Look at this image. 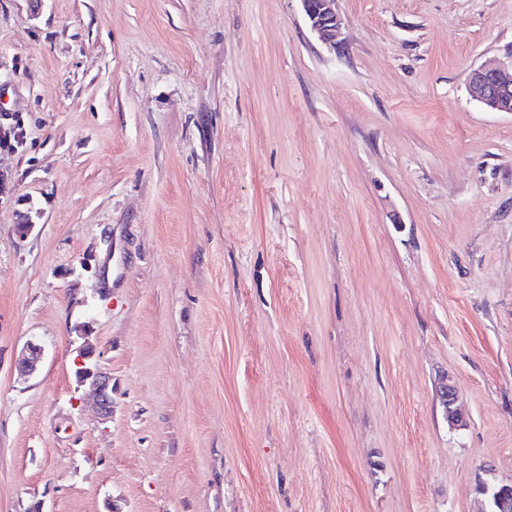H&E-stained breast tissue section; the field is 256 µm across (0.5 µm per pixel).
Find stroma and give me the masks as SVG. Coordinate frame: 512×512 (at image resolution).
<instances>
[{
  "mask_svg": "<svg viewBox=\"0 0 512 512\" xmlns=\"http://www.w3.org/2000/svg\"><path fill=\"white\" fill-rule=\"evenodd\" d=\"M336 10L333 50L298 0H0V512L512 483V113L468 89L512 0ZM93 356V348L89 343H85L79 349L81 363L76 371V376L81 383L90 382L96 391L100 410L107 416L112 413V384L109 379L101 375L95 366L89 364ZM439 391L441 401L447 410L448 422L453 425L462 426L465 422V418L457 405L458 396L455 384L451 379H445L441 382Z\"/></svg>",
  "mask_w": 512,
  "mask_h": 512,
  "instance_id": "1",
  "label": "stroma"
}]
</instances>
